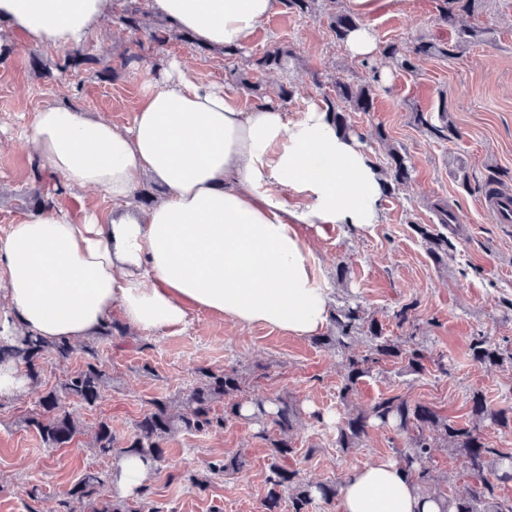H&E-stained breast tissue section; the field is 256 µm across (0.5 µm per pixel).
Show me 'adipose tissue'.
Segmentation results:
<instances>
[{
	"label": "adipose tissue",
	"mask_w": 512,
	"mask_h": 512,
	"mask_svg": "<svg viewBox=\"0 0 512 512\" xmlns=\"http://www.w3.org/2000/svg\"><path fill=\"white\" fill-rule=\"evenodd\" d=\"M282 0H148L175 29L213 49L245 43ZM113 0H0V47L80 46ZM24 141L66 191L93 189L108 212L54 206L0 238V337L29 331L79 342L113 315L131 329L176 333L190 311L313 336L330 288L301 233L366 229L385 184L367 151L313 101L288 115L273 99L244 109L223 86L174 62L145 89L130 126L70 106L39 109ZM167 189L148 209L141 178ZM341 512H439L400 465L351 472Z\"/></svg>",
	"instance_id": "1"
}]
</instances>
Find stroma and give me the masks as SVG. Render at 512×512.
Listing matches in <instances>:
<instances>
[{"mask_svg":"<svg viewBox=\"0 0 512 512\" xmlns=\"http://www.w3.org/2000/svg\"><path fill=\"white\" fill-rule=\"evenodd\" d=\"M441 3L373 0L372 10L359 19L373 29L379 45L393 43L407 54L422 40L454 41ZM327 16L324 8L309 17L280 7L232 61L211 48L173 39L159 59L123 65L136 35L112 20L84 42L94 61L65 70L59 67L63 51L15 43L0 63V237L31 211L35 158L18 134L45 105L68 103L130 125L157 63L171 59L190 61L201 79L223 83L245 108L253 96L241 76L270 94L287 86L291 115L309 101L332 97L336 81L367 82L373 87V108L348 113V134L365 145L380 168L388 147H395L405 158L409 178L385 192L373 227L316 224L303 233L315 245L335 303L357 297L368 317L394 338L403 334L394 310L415 303L413 334L433 355L444 357L447 372L432 367L416 374L390 362L344 399L341 358L315 338L263 325L240 327L221 315L194 311L184 331L141 332L102 345V362L112 381L95 406L81 409L85 426L104 419L126 437L149 401L189 389L197 367L234 368L243 376H258L266 396L287 395L295 402L299 418L292 466L300 479L340 483L354 469L397 456L403 439L386 428H372L358 447L336 446L337 428L347 413L368 408L380 397L406 394L457 423L469 421L477 391L492 408L512 407V224L498 223L481 206L488 182H500L512 192V0H489L485 10L457 14V24L485 29V42L452 58H416L410 71L380 54L352 58L330 31ZM275 47L290 52L284 68L256 69L255 60ZM443 110L455 130L448 140L433 138L413 121L414 113L434 117ZM443 201L459 222L448 235L447 257L439 261L415 227L435 224L434 206ZM480 334L500 348L503 363L490 367L472 360L469 345ZM38 391L30 387L0 397V512H56L88 472L102 479L106 492L114 490L116 462L96 454L89 436L49 448L25 426V418L37 409ZM255 432V425L233 419L220 431L178 434L168 442L164 462L152 469L146 496L132 492L127 501L141 512H261L268 460ZM238 453L248 459L242 470L212 476L206 490L192 487L190 476L206 474L208 462ZM428 465L434 475L429 493L467 492L471 481L450 450L435 449Z\"/></svg>","mask_w":512,"mask_h":512,"instance_id":"1","label":"stroma"}]
</instances>
